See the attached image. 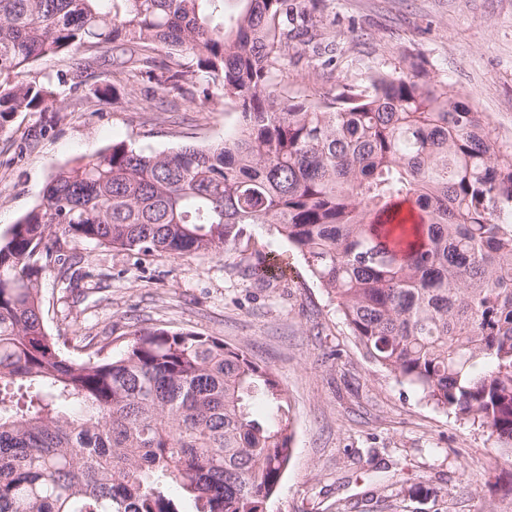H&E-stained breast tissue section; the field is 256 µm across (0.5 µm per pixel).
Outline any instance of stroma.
Wrapping results in <instances>:
<instances>
[{
  "label": "stroma",
  "instance_id": "35a3bbf8",
  "mask_svg": "<svg viewBox=\"0 0 512 512\" xmlns=\"http://www.w3.org/2000/svg\"><path fill=\"white\" fill-rule=\"evenodd\" d=\"M304 41H292L277 76L295 101L332 99L423 61L474 111L489 115L512 143V0H302ZM71 61L50 56L32 75L53 83L43 111L21 112L0 135V233L40 201L60 167L115 142L147 152L204 147L233 131L231 104L201 86L177 98L173 112L146 111L148 95L125 81L116 101L83 97L106 90L103 69L79 91L63 82ZM251 260L275 266V279L250 277L238 253L162 255L75 243L85 277L79 294L54 274L42 280L47 326L79 336L111 337L119 351L138 326H163L248 346L288 392L293 453L267 512H512L494 491L512 478L493 437L437 409L414 388L370 363L326 291L295 250L268 227L248 226Z\"/></svg>",
  "mask_w": 512,
  "mask_h": 512
}]
</instances>
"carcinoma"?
<instances>
[{"mask_svg": "<svg viewBox=\"0 0 512 512\" xmlns=\"http://www.w3.org/2000/svg\"><path fill=\"white\" fill-rule=\"evenodd\" d=\"M226 2L0 0V133L53 96L30 75L58 54L75 89L96 66L237 113L217 145L75 159L0 234V512H181L173 489L195 512H266L294 439L271 368L164 327L115 355L85 336L75 360L41 294L49 272L75 290V241L223 256L249 224L298 251L372 363L489 430L512 467V144L416 62L295 102L274 73L300 0L229 18Z\"/></svg>", "mask_w": 512, "mask_h": 512, "instance_id": "obj_1", "label": "carcinoma"}]
</instances>
